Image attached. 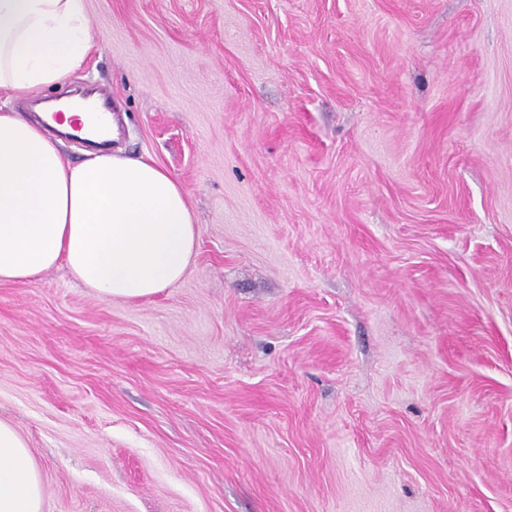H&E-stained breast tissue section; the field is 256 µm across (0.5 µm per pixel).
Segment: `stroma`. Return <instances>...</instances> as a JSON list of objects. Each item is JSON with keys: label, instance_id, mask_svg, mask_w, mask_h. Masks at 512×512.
Here are the masks:
<instances>
[{"label": "stroma", "instance_id": "obj_1", "mask_svg": "<svg viewBox=\"0 0 512 512\" xmlns=\"http://www.w3.org/2000/svg\"><path fill=\"white\" fill-rule=\"evenodd\" d=\"M184 276L0 283L43 512H512V0H87Z\"/></svg>", "mask_w": 512, "mask_h": 512}]
</instances>
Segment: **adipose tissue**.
Instances as JSON below:
<instances>
[{
	"instance_id": "ef3b65f1",
	"label": "adipose tissue",
	"mask_w": 512,
	"mask_h": 512,
	"mask_svg": "<svg viewBox=\"0 0 512 512\" xmlns=\"http://www.w3.org/2000/svg\"><path fill=\"white\" fill-rule=\"evenodd\" d=\"M92 48L85 0H0V89L31 96L80 69ZM197 246L176 180L145 159L70 162L42 126L0 106V283L65 265L96 297L150 298L180 280ZM27 441L0 420V512H43Z\"/></svg>"
}]
</instances>
